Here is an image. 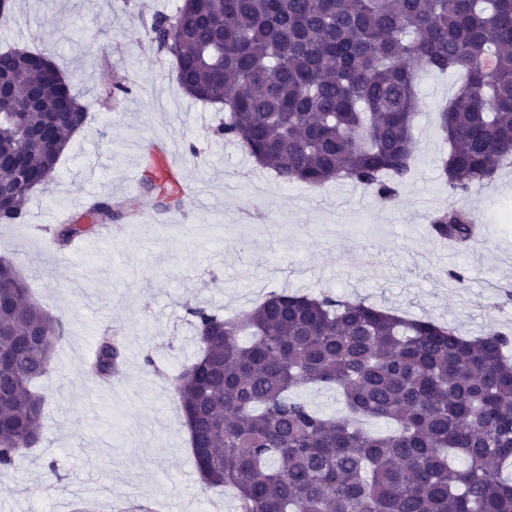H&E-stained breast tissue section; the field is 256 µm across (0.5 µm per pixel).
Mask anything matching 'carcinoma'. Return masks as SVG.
<instances>
[{
  "instance_id": "carcinoma-1",
  "label": "carcinoma",
  "mask_w": 512,
  "mask_h": 512,
  "mask_svg": "<svg viewBox=\"0 0 512 512\" xmlns=\"http://www.w3.org/2000/svg\"><path fill=\"white\" fill-rule=\"evenodd\" d=\"M158 46L177 44L175 78L190 97L224 105L217 140L241 145L285 184L351 182L392 201L416 156V74L462 76L438 112L447 153L440 178L450 195L492 185L512 161V0H184L154 15ZM39 50L0 52V82L37 111L0 114V152H20L49 186L87 108ZM49 114L51 134L32 132ZM155 209L181 206V191L150 172ZM24 184L0 169V223ZM118 212L96 202L105 223ZM430 227L460 246L475 236L471 214L454 204ZM92 230L55 228L66 246ZM199 354L170 384L189 428L197 472L208 488L236 492V512H512V334L463 336L432 319L325 295L272 291L253 309L225 318L188 309ZM251 336L242 342V334ZM67 323L27 297L16 264L0 257V471L40 434L46 398L34 383L50 369ZM123 346L102 336L88 372L119 376ZM329 385L348 413L323 417L291 392ZM361 418L393 425L364 430Z\"/></svg>"
}]
</instances>
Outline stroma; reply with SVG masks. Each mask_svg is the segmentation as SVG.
Here are the masks:
<instances>
[{"mask_svg":"<svg viewBox=\"0 0 512 512\" xmlns=\"http://www.w3.org/2000/svg\"><path fill=\"white\" fill-rule=\"evenodd\" d=\"M182 0H8L0 52L43 49L87 107L85 126L61 155L54 184L25 199L26 220L0 224V256L12 259L29 297L67 323L51 371L41 439L0 476V512H234L232 491L203 488L170 379L198 354L187 309L233 317L271 291L361 299L462 335L512 331V165L486 190L449 196L436 114L456 78L420 72L418 150L396 200L349 182L313 189L281 184L237 144L215 141L217 105L184 93L174 58L144 35L155 13ZM127 88L104 104L112 80ZM177 140L205 206L183 201L154 214L161 232L131 221L153 212L145 191H122L145 142ZM122 202L109 245L97 233L53 249L54 215L81 214L86 192ZM455 202L481 231L466 249L434 236L428 214ZM124 345L112 384L87 365L104 329Z\"/></svg>","mask_w":512,"mask_h":512,"instance_id":"1","label":"stroma"}]
</instances>
